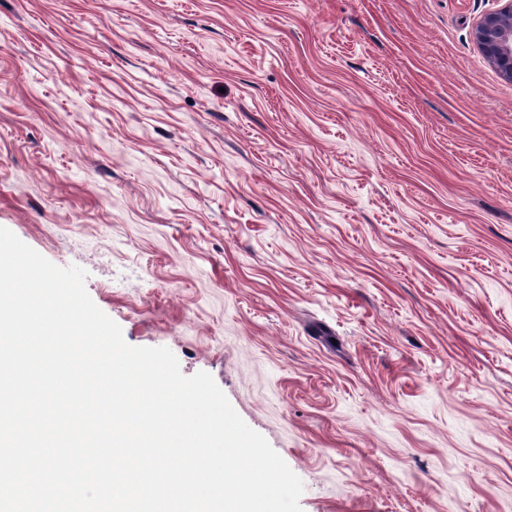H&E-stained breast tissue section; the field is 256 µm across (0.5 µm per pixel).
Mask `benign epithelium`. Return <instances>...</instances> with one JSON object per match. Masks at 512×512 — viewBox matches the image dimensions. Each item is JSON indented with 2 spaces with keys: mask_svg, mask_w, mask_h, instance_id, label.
Returning a JSON list of instances; mask_svg holds the SVG:
<instances>
[{
  "mask_svg": "<svg viewBox=\"0 0 512 512\" xmlns=\"http://www.w3.org/2000/svg\"><path fill=\"white\" fill-rule=\"evenodd\" d=\"M484 15L473 29L475 45L500 75L512 81V0Z\"/></svg>",
  "mask_w": 512,
  "mask_h": 512,
  "instance_id": "7a95c632",
  "label": "benign epithelium"
}]
</instances>
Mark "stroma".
<instances>
[{"mask_svg":"<svg viewBox=\"0 0 512 512\" xmlns=\"http://www.w3.org/2000/svg\"><path fill=\"white\" fill-rule=\"evenodd\" d=\"M497 0H0V227L204 371L302 512H512ZM484 15L473 29L475 45L505 79L512 81V1Z\"/></svg>","mask_w":512,"mask_h":512,"instance_id":"1","label":"stroma"}]
</instances>
